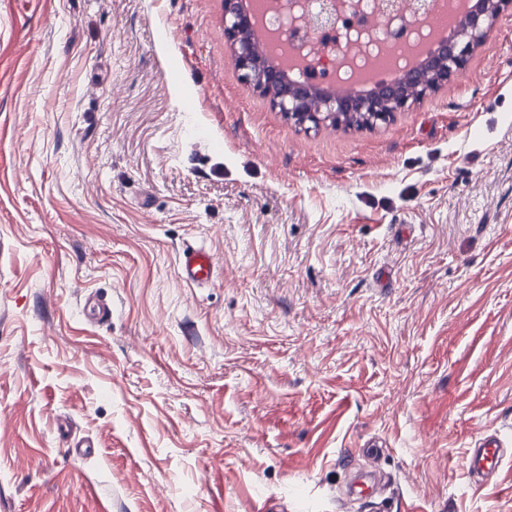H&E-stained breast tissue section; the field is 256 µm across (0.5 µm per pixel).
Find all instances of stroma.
I'll return each mask as SVG.
<instances>
[{"instance_id": "1", "label": "stroma", "mask_w": 512, "mask_h": 512, "mask_svg": "<svg viewBox=\"0 0 512 512\" xmlns=\"http://www.w3.org/2000/svg\"><path fill=\"white\" fill-rule=\"evenodd\" d=\"M481 433L512 445V15L389 122L307 130L224 0H0V512H512ZM213 267L212 255L205 248L186 249L181 254L179 275L186 283L200 287L210 282ZM507 447L495 436L483 435L471 448L465 467L476 484H484L506 461L512 460V448ZM366 450L363 454L365 460L370 465V468H365L363 470L354 472V482L353 487L358 488L359 490H354L357 492L359 498H369L373 496V487L366 483L367 479H370L374 476L376 470L378 469L379 462L381 459L380 448H378L375 444H366Z\"/></svg>"}]
</instances>
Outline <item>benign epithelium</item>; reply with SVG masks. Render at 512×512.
<instances>
[{"mask_svg": "<svg viewBox=\"0 0 512 512\" xmlns=\"http://www.w3.org/2000/svg\"><path fill=\"white\" fill-rule=\"evenodd\" d=\"M509 10L512 0H475L458 33L440 42L424 65L405 71L399 80L382 84L366 96L325 79L321 80L323 88L288 82L253 40L241 0H224V39L243 82L269 98L272 106L294 124L308 130L327 122L344 125L349 117L359 116L366 124L375 125L430 91L429 81L440 87L462 73L473 49L485 42L498 18ZM339 11L340 6L333 0H323L317 12L300 17L291 13L289 21L326 29L335 26Z\"/></svg>", "mask_w": 512, "mask_h": 512, "instance_id": "benign-epithelium-1", "label": "benign epithelium"}]
</instances>
